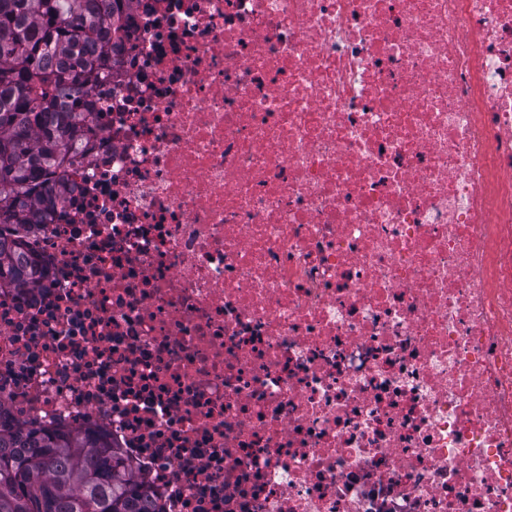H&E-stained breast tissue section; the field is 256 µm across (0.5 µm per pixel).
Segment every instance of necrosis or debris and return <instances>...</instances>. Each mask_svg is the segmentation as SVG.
I'll return each mask as SVG.
<instances>
[{
  "label": "necrosis or debris",
  "mask_w": 512,
  "mask_h": 512,
  "mask_svg": "<svg viewBox=\"0 0 512 512\" xmlns=\"http://www.w3.org/2000/svg\"><path fill=\"white\" fill-rule=\"evenodd\" d=\"M0 289V409L159 512H512V0H136Z\"/></svg>",
  "instance_id": "obj_1"
}]
</instances>
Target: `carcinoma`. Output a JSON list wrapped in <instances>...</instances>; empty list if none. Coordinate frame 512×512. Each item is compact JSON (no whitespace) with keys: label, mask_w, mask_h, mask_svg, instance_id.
I'll return each instance as SVG.
<instances>
[{"label":"carcinoma","mask_w":512,"mask_h":512,"mask_svg":"<svg viewBox=\"0 0 512 512\" xmlns=\"http://www.w3.org/2000/svg\"><path fill=\"white\" fill-rule=\"evenodd\" d=\"M134 2L0 0V287L40 283L20 230L64 202L49 176L83 136L85 95L118 54ZM0 512H155V504L103 438L0 422Z\"/></svg>","instance_id":"obj_1"}]
</instances>
